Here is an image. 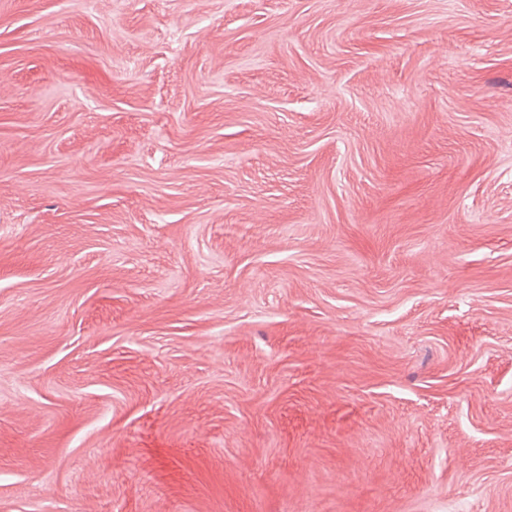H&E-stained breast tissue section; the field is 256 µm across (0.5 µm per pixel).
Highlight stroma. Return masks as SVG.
Segmentation results:
<instances>
[{
	"label": "stroma",
	"mask_w": 512,
	"mask_h": 512,
	"mask_svg": "<svg viewBox=\"0 0 512 512\" xmlns=\"http://www.w3.org/2000/svg\"><path fill=\"white\" fill-rule=\"evenodd\" d=\"M0 512H512V0H0Z\"/></svg>",
	"instance_id": "35a3bbf8"
}]
</instances>
